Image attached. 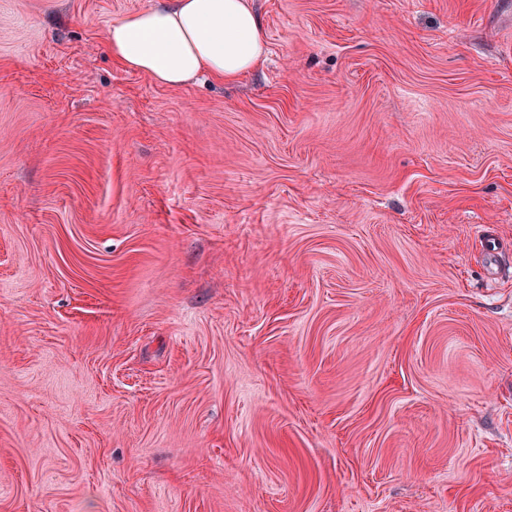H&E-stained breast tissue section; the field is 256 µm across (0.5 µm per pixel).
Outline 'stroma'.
<instances>
[{
  "instance_id": "obj_1",
  "label": "stroma",
  "mask_w": 512,
  "mask_h": 512,
  "mask_svg": "<svg viewBox=\"0 0 512 512\" xmlns=\"http://www.w3.org/2000/svg\"><path fill=\"white\" fill-rule=\"evenodd\" d=\"M155 2L0 0V512H512V0ZM106 45L121 68L172 87L200 76L235 82L267 54L252 0H160L113 22Z\"/></svg>"
}]
</instances>
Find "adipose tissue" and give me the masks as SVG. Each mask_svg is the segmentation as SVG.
<instances>
[{"label": "adipose tissue", "mask_w": 512, "mask_h": 512, "mask_svg": "<svg viewBox=\"0 0 512 512\" xmlns=\"http://www.w3.org/2000/svg\"><path fill=\"white\" fill-rule=\"evenodd\" d=\"M106 45L121 68L172 87L201 76L235 82L267 54L252 0H159L113 22Z\"/></svg>", "instance_id": "adipose-tissue-1"}]
</instances>
